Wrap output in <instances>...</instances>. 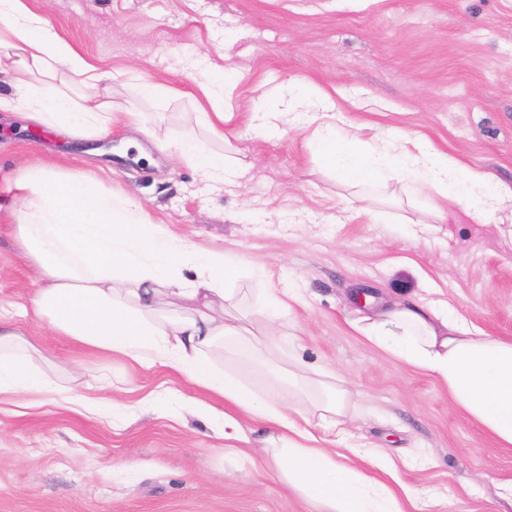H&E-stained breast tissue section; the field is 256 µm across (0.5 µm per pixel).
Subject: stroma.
Here are the masks:
<instances>
[{
	"label": "stroma",
	"mask_w": 512,
	"mask_h": 512,
	"mask_svg": "<svg viewBox=\"0 0 512 512\" xmlns=\"http://www.w3.org/2000/svg\"><path fill=\"white\" fill-rule=\"evenodd\" d=\"M57 36L112 75L115 106L142 128L113 126L71 139L0 112V196L21 171L79 170L136 200L152 222L200 249L272 268L270 288H299L298 358L336 370L366 401L340 448H380L360 462L394 492H418L429 512H512L500 485L512 447L466 419L436 380L372 347L352 328L366 298L450 304L493 336L512 337V202L475 221L459 207L443 224L413 225L419 210L395 182L368 198L313 149L326 114L264 132L250 123L265 100L316 85L331 95L351 149L410 134L512 186V0H28ZM236 74L232 123L222 135L198 120V85ZM154 81L176 97L142 98ZM193 137L234 159V187L205 181L161 142ZM382 211L371 223L368 210ZM0 214V318L44 354L83 371L39 369L48 392L0 394V512H318L257 460L225 449L211 421L184 409L178 374L76 349L24 316L37 282ZM110 375L129 406L107 421L76 411Z\"/></svg>",
	"instance_id": "35a3bbf8"
}]
</instances>
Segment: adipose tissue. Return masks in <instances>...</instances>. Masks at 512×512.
<instances>
[{
	"mask_svg": "<svg viewBox=\"0 0 512 512\" xmlns=\"http://www.w3.org/2000/svg\"><path fill=\"white\" fill-rule=\"evenodd\" d=\"M0 34L15 51L0 56V112L24 111L30 121L73 137L111 132L121 115L110 95L75 96L59 86L69 74L95 90L107 73L59 39L44 16L25 0H0ZM199 90L208 105L200 117L217 130L232 117L233 85L204 83ZM329 102L327 94L311 88L258 106L254 118L265 126ZM121 117L135 119L131 112ZM349 137L348 129L326 123L313 146L354 187L367 185L399 156L396 179L403 194L430 188L445 199V206L431 208L434 223L447 222L450 202L476 219L500 204L503 190L489 173L424 138L363 154L348 148ZM164 149L208 180L233 171L223 153L192 139L167 142ZM13 186L17 200L5 209L16 219L12 236L40 283L29 304L41 323L79 347L188 378L197 392L182 395V404L213 420L225 448L248 442L250 423L271 426L265 463L325 512H405L404 501H415V493L395 495L314 435V427L333 430L353 419L348 408L360 394L335 373L319 367L280 378L257 369L245 383L215 368L211 351L217 344L254 355L278 327L285 330L287 346L296 347L299 335L290 316L302 301L300 289L267 293L258 312L264 330L254 332L226 309L236 295L227 282L238 262L224 251H203L169 234L140 205L84 174L32 168ZM354 327L373 347L432 376L470 421L512 447V338L489 335L444 308L402 302L360 318ZM33 351L22 333L0 330V394L44 391L30 366Z\"/></svg>",
	"mask_w": 512,
	"mask_h": 512,
	"instance_id": "ef3b65f1",
	"label": "adipose tissue"
}]
</instances>
